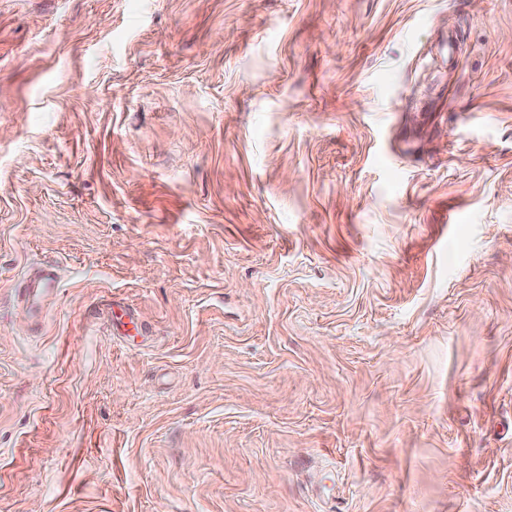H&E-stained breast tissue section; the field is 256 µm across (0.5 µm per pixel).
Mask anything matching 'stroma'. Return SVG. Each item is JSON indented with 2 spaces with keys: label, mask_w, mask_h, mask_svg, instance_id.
Segmentation results:
<instances>
[{
  "label": "stroma",
  "mask_w": 512,
  "mask_h": 512,
  "mask_svg": "<svg viewBox=\"0 0 512 512\" xmlns=\"http://www.w3.org/2000/svg\"><path fill=\"white\" fill-rule=\"evenodd\" d=\"M0 512H512V0H0ZM55 268L47 263L28 274L16 288L17 305L26 320L39 326L45 317L46 307L55 291Z\"/></svg>",
  "instance_id": "stroma-1"
}]
</instances>
